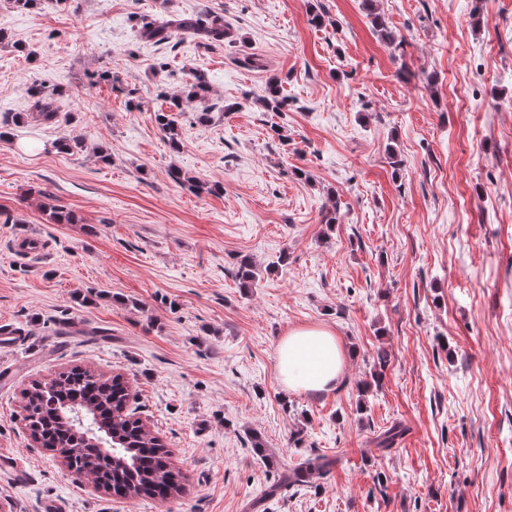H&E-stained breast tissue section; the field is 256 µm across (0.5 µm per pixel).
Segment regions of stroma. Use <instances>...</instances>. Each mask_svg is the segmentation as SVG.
Listing matches in <instances>:
<instances>
[{"label":"stroma","mask_w":512,"mask_h":512,"mask_svg":"<svg viewBox=\"0 0 512 512\" xmlns=\"http://www.w3.org/2000/svg\"><path fill=\"white\" fill-rule=\"evenodd\" d=\"M205 9L223 44L135 38ZM0 29V323L23 331L0 344V512H512V0H0ZM196 70L213 108L177 115L176 154L154 114ZM33 85L66 89L50 124L27 118ZM302 328L345 353L332 390L281 381ZM74 366L124 375L181 496L108 495L32 441L24 390ZM308 455L329 470L282 483ZM171 177L174 181L187 186L197 194H218L223 192V186L219 183L201 181L197 177L184 173L181 169H173Z\"/></svg>","instance_id":"1"}]
</instances>
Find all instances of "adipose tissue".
<instances>
[{
	"instance_id": "1",
	"label": "adipose tissue",
	"mask_w": 512,
	"mask_h": 512,
	"mask_svg": "<svg viewBox=\"0 0 512 512\" xmlns=\"http://www.w3.org/2000/svg\"><path fill=\"white\" fill-rule=\"evenodd\" d=\"M281 380L292 391L332 389L343 371V353L335 336L319 328L296 329L277 350Z\"/></svg>"
}]
</instances>
